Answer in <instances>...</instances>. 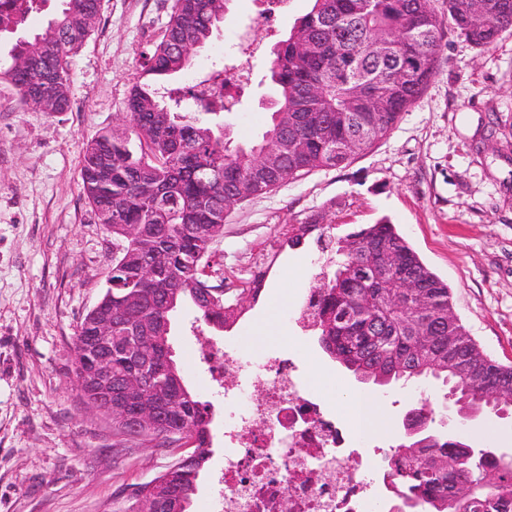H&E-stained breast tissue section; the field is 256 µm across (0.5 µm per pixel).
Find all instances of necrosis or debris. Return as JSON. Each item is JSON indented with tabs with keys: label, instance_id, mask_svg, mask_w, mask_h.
Instances as JSON below:
<instances>
[{
	"label": "necrosis or debris",
	"instance_id": "necrosis-or-debris-1",
	"mask_svg": "<svg viewBox=\"0 0 512 512\" xmlns=\"http://www.w3.org/2000/svg\"><path fill=\"white\" fill-rule=\"evenodd\" d=\"M287 5L266 0L254 30L237 44L235 64L224 76L206 73L196 80L205 101L223 103L249 84V63L261 48L256 31L271 26ZM203 359L225 401L238 393L224 381L230 372L261 393L246 411L224 420V466L211 486L207 512H279L285 497L294 512H397L396 503L382 495L381 458L353 445L357 436L371 435L374 407L365 409L360 422L344 423L305 383L292 357L272 355L253 367L214 345Z\"/></svg>",
	"mask_w": 512,
	"mask_h": 512
}]
</instances>
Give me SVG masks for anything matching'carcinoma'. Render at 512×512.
Returning <instances> with one entry per match:
<instances>
[{
  "instance_id": "cac0c4a2",
  "label": "carcinoma",
  "mask_w": 512,
  "mask_h": 512,
  "mask_svg": "<svg viewBox=\"0 0 512 512\" xmlns=\"http://www.w3.org/2000/svg\"><path fill=\"white\" fill-rule=\"evenodd\" d=\"M48 0H18L0 13V33L11 32ZM54 25L7 51L11 64L0 79L21 101L41 112L70 109L71 58L94 30L97 0H61ZM227 0H174L164 33L143 53L141 72L127 99V127L103 129L87 142L80 161L83 192L99 223L112 234L115 257L104 303L85 315L73 350L95 354L88 337L110 317L141 337L139 351L170 345L172 320L185 302L200 319L223 329L238 317L223 285L210 284L206 268L224 237V202L274 189L316 169L336 168L385 139L403 112L424 93L438 70V53L453 31L478 48L512 27V0H313L268 63L274 88L271 123L261 140L234 142L227 127L202 115L194 88L171 82L191 68L224 20ZM25 56L35 65L21 69ZM295 138L298 151L276 139ZM317 234L332 265L316 292L314 327L320 348L364 384L387 386L432 377L448 387L461 420L467 412L496 414L512 392V366L485 353L452 310L448 285L434 274L382 218L346 235L326 236L315 219L297 224L277 248ZM406 277L415 294L398 288ZM138 362L112 354V406ZM81 396L95 400L100 387L75 367ZM141 406L158 411L157 446L176 428L196 442L190 455L131 493L129 512H193L212 454L211 405L186 385L174 357L157 378L138 380ZM436 408L425 401L413 419L425 430L403 439L385 456L402 506L422 512H512V457L476 450L431 429Z\"/></svg>"
}]
</instances>
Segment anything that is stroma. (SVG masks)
<instances>
[{"instance_id": "stroma-1", "label": "stroma", "mask_w": 512, "mask_h": 512, "mask_svg": "<svg viewBox=\"0 0 512 512\" xmlns=\"http://www.w3.org/2000/svg\"><path fill=\"white\" fill-rule=\"evenodd\" d=\"M172 0H102L100 19L73 59L71 105L47 114L24 106L0 81V512H126L131 491L179 455L147 438L118 434L90 410L75 385L73 338L102 298L112 267V237L82 188L80 158L105 128L126 125V103L141 55L165 29ZM253 0H229L224 20L196 64L231 56ZM267 61L229 123L236 142L258 141L270 124ZM345 235L387 218L450 289L454 310L495 361L512 366V29L481 50L447 33L439 67L421 98L371 151L342 167L316 170L237 203L213 248L212 269L241 309L218 332L192 305L174 317L171 343L188 387L213 411L210 466L224 460V399L208 387L201 350L242 346L249 356L280 348L299 357L309 385L344 411L333 389L363 386L301 335L292 310L318 288L315 238L274 254L290 225L311 216ZM269 269L259 296L249 287L254 261ZM441 382L373 390L377 431L365 449L399 442L406 410L444 404ZM449 432L512 456V418L483 413L452 419Z\"/></svg>"}]
</instances>
